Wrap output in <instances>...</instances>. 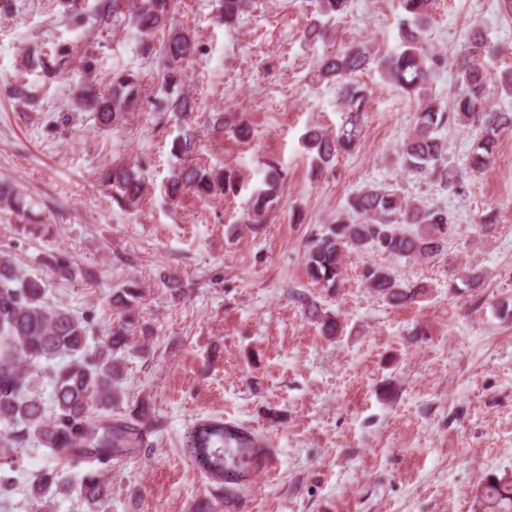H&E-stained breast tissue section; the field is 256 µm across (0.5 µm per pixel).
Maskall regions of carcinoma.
<instances>
[{"mask_svg":"<svg viewBox=\"0 0 512 512\" xmlns=\"http://www.w3.org/2000/svg\"><path fill=\"white\" fill-rule=\"evenodd\" d=\"M77 23L98 26L125 13L138 34L146 58L162 60L163 98L158 111L173 112L186 119L195 102L180 91L183 65L200 52L199 43L183 27L172 23L174 0H104L86 19L73 0H63ZM310 14L305 37L326 38L336 20L347 14L351 0H304ZM399 46L382 56L364 43H356L326 54L318 63V76L339 85L346 111L334 132L309 128L303 146L311 154L312 174L319 176L336 164L338 156L352 152L361 136L366 90L355 76L373 65L386 81L418 102L411 133L402 141L399 155L405 171L426 181H436L452 194L465 192L467 173L448 166L447 144L438 136L446 125H471L480 132L468 158L470 173L482 172L489 164L500 132L512 127V114L483 107L493 82L485 61L501 54L487 35L476 29L467 37L456 60V90L452 104L442 106L429 92V80L443 69L448 58L428 46L427 18L432 0H397ZM256 8V0H220L224 26L231 29L241 16ZM50 60L27 56L26 64L44 71L66 69L68 53ZM141 79L129 70L112 71L111 89L103 96L97 85L85 82L76 100L97 114L103 127L117 125L140 99ZM192 134L183 132L173 141V156L194 152ZM281 167L266 165L263 187L250 197L244 216L246 224H264L277 206L282 190ZM101 180L116 188L113 199L125 208L134 206L144 186L137 173L118 166L101 173ZM240 180L231 170L198 164L173 167L164 185L175 200L185 192L199 198L236 194ZM0 211L20 222L30 219L24 195L9 182L0 181ZM448 210L405 199L393 186L373 185L354 193L345 213L324 232L311 235L306 243L305 268L315 284L336 290L343 280L344 257L350 252L386 254L397 259H430L441 255L454 234ZM46 265L55 277L69 281L76 269L65 254H49ZM366 287L397 305L417 302L425 287L402 281L386 265L367 263L362 268ZM44 281L20 271L11 255H0V497L11 492L10 472L22 467L24 450L46 448L68 466L86 464L75 483L62 469L48 466L25 474L29 512H56L59 499L76 494L81 512H99L107 496V466L131 457L143 446L152 426L149 402L140 400L130 410H120L126 392L123 352L129 347L131 323L120 319L109 335L90 343L94 315L75 313L47 299ZM292 297L310 315L320 319L327 336L341 333L339 321L319 313L303 293ZM144 298V290L132 284L112 295V306L130 310ZM50 389L44 399L43 389ZM255 437L244 428L222 419L196 422L187 430L186 449L193 460L213 477L243 478L236 467L240 449L253 448Z\"/></svg>","mask_w":512,"mask_h":512,"instance_id":"carcinoma-1","label":"carcinoma"}]
</instances>
